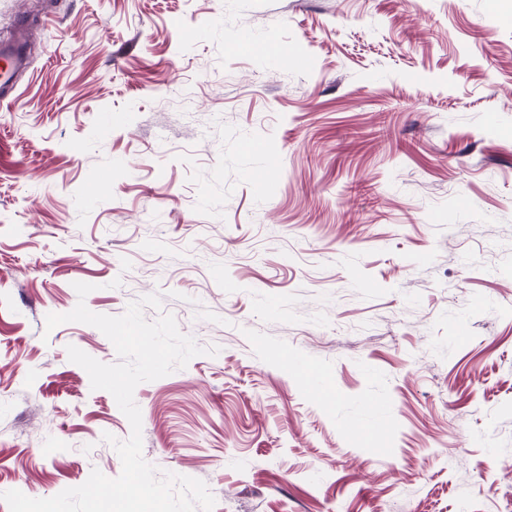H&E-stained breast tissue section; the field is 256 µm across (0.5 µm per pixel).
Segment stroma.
Returning a JSON list of instances; mask_svg holds the SVG:
<instances>
[{"label": "stroma", "instance_id": "stroma-1", "mask_svg": "<svg viewBox=\"0 0 512 512\" xmlns=\"http://www.w3.org/2000/svg\"><path fill=\"white\" fill-rule=\"evenodd\" d=\"M22 19L0 495L121 472L103 436L130 424L67 353L113 344L46 327L83 282L96 313L157 293L147 320L218 346L134 392L144 458L214 512H512V0H0V40ZM377 411L384 455L344 435ZM280 165L281 158L278 155H268L261 166L248 171L247 177L257 191L264 192L269 187L270 175L278 170Z\"/></svg>", "mask_w": 512, "mask_h": 512}]
</instances>
